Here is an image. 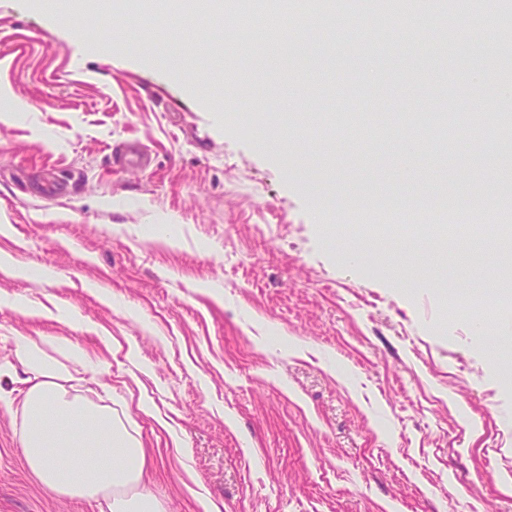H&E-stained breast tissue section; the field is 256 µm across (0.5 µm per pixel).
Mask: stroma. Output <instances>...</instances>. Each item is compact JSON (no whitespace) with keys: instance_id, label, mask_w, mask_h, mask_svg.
I'll list each match as a JSON object with an SVG mask.
<instances>
[{"instance_id":"35a3bbf8","label":"stroma","mask_w":512,"mask_h":512,"mask_svg":"<svg viewBox=\"0 0 512 512\" xmlns=\"http://www.w3.org/2000/svg\"><path fill=\"white\" fill-rule=\"evenodd\" d=\"M58 19L0 0V391L19 382L14 338L84 348L73 386L127 409L167 512H512V302L490 269L512 262L493 231L500 141L455 152L368 139L403 128L447 94L494 113L495 89L467 99L469 73L502 50L496 12L483 57L336 54L308 31L301 75L282 39L260 51L240 99L217 111L242 56H213L224 29L200 22ZM187 56L183 74L127 53ZM427 72L418 91L394 73ZM357 116L335 137L301 115ZM424 170L408 181L404 167ZM479 184L485 233L433 248L367 234L346 196L413 200ZM408 263L415 279L388 278ZM0 402V512H99L61 498L27 468Z\"/></svg>"}]
</instances>
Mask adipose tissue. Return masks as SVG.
<instances>
[{
    "label": "adipose tissue",
    "instance_id": "obj_1",
    "mask_svg": "<svg viewBox=\"0 0 512 512\" xmlns=\"http://www.w3.org/2000/svg\"><path fill=\"white\" fill-rule=\"evenodd\" d=\"M66 352L59 361L58 352ZM26 378L16 408L19 442L28 469L51 492L103 501L105 512H166L144 483L146 452L128 419L111 407L71 393V368L91 359L57 338L15 339Z\"/></svg>",
    "mask_w": 512,
    "mask_h": 512
}]
</instances>
